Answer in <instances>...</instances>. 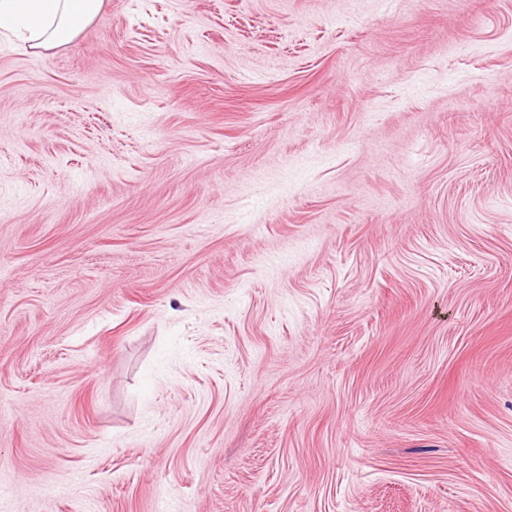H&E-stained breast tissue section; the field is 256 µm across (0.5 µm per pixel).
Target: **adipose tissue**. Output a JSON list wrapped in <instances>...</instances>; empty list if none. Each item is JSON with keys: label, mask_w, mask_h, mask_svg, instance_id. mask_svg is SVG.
<instances>
[{"label": "adipose tissue", "mask_w": 512, "mask_h": 512, "mask_svg": "<svg viewBox=\"0 0 512 512\" xmlns=\"http://www.w3.org/2000/svg\"><path fill=\"white\" fill-rule=\"evenodd\" d=\"M104 0H0V36H16L29 52L60 48L89 25Z\"/></svg>", "instance_id": "adipose-tissue-1"}]
</instances>
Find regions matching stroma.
I'll return each instance as SVG.
<instances>
[{
	"mask_svg": "<svg viewBox=\"0 0 512 512\" xmlns=\"http://www.w3.org/2000/svg\"><path fill=\"white\" fill-rule=\"evenodd\" d=\"M0 512H512V0L0 37Z\"/></svg>",
	"mask_w": 512,
	"mask_h": 512,
	"instance_id": "35a3bbf8",
	"label": "stroma"
}]
</instances>
